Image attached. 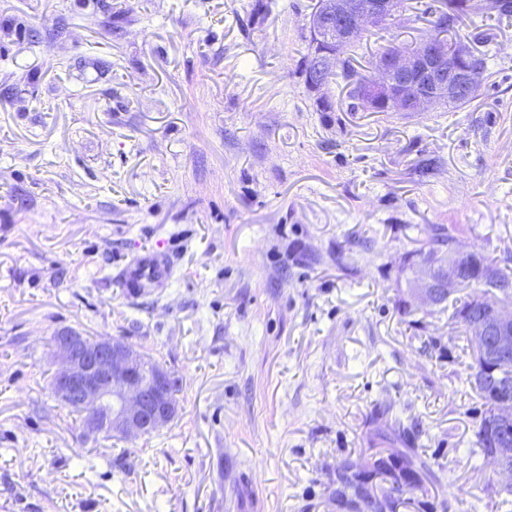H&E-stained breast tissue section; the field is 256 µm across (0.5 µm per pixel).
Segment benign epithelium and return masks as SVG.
Wrapping results in <instances>:
<instances>
[{"instance_id":"7a95c632","label":"benign epithelium","mask_w":512,"mask_h":512,"mask_svg":"<svg viewBox=\"0 0 512 512\" xmlns=\"http://www.w3.org/2000/svg\"><path fill=\"white\" fill-rule=\"evenodd\" d=\"M400 13L399 0H317L308 21V34L331 25L343 40H356ZM482 56L468 40L445 44L421 43L409 50H392L373 62V78L356 93L353 103L374 109L382 103L398 112H429L459 98L474 99L481 86ZM336 70V47L328 42L316 59V93L332 101L327 78ZM453 267L442 255L435 262L418 264L414 295L437 303L465 285L464 274L478 261V254L453 250ZM481 314L470 324L476 355L491 379L512 389L508 375L496 364L512 357V302H487L477 298ZM58 361L52 387L54 398L66 407L86 409L87 434L107 432L136 438L158 431L177 413L170 396L176 376L160 365L151 366L134 345L118 338L88 340L63 330L54 339ZM512 423V398L493 402L483 416L482 438L488 440L489 459L497 472L512 481V439L497 434Z\"/></svg>"}]
</instances>
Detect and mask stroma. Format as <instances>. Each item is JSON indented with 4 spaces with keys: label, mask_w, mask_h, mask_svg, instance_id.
<instances>
[{
    "label": "stroma",
    "mask_w": 512,
    "mask_h": 512,
    "mask_svg": "<svg viewBox=\"0 0 512 512\" xmlns=\"http://www.w3.org/2000/svg\"><path fill=\"white\" fill-rule=\"evenodd\" d=\"M0 0V512H365L348 464L427 466L386 512H512L476 443L464 335L409 300L438 229L512 265V17L459 109L318 111L302 35L316 0ZM397 17L358 69L430 30ZM168 288L129 297L156 247ZM138 347L179 412L90 437L58 405L52 336ZM174 266L162 253L149 252L133 257L123 268L122 278L130 295L162 288L172 278Z\"/></svg>",
    "instance_id": "35a3bbf8"
}]
</instances>
